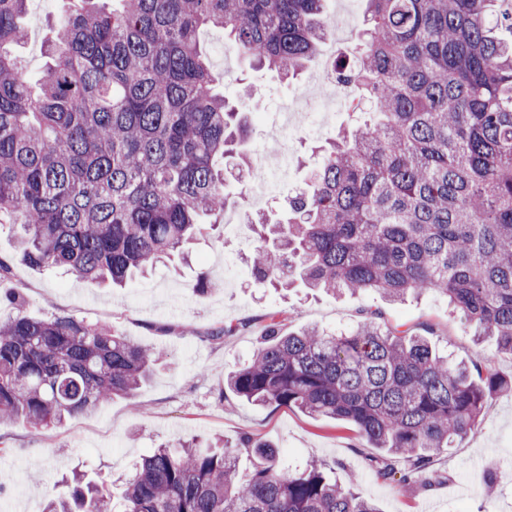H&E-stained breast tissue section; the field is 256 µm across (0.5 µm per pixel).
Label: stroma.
I'll list each match as a JSON object with an SVG mask.
<instances>
[{"instance_id":"obj_1","label":"stroma","mask_w":512,"mask_h":512,"mask_svg":"<svg viewBox=\"0 0 512 512\" xmlns=\"http://www.w3.org/2000/svg\"><path fill=\"white\" fill-rule=\"evenodd\" d=\"M62 10L61 0H30L24 18L28 33L18 55L32 76L42 72L44 37L59 23ZM199 40L214 73L224 79L226 99L248 114L253 157L278 160L267 172V205L275 207L309 178L321 158L320 146L347 127V112L337 110L322 126L285 125L286 110L313 91L316 63L283 82L225 48L223 29H203ZM253 238L240 212L228 210L223 224L195 241L190 262L175 258L157 264L146 276L113 290L70 273L15 262L11 275L0 280V295L19 292L21 305L1 303L0 320L20 308L33 316L109 325L160 351L163 365L134 398H114L64 427L35 430L19 420L0 423V486L5 489L0 512H42L74 470L110 475L117 496L133 465L162 443L179 437L234 443L245 433L279 449L284 463L300 465L315 458L330 464L333 477L353 479L380 512H512V390L492 397L476 433L434 458L431 469L438 483L420 482L404 490L367 469L376 450L353 424L223 395L227 375L251 358L270 317H277L286 333L305 327L330 333L355 327L365 309L382 310L388 327L427 336L468 366L512 380V354L488 338L475 342L471 324L440 295H410L392 303L377 291L339 296L295 285L286 291L249 287L244 257ZM202 272L211 282L204 294L195 289ZM230 324L234 333L214 339V332ZM35 459L43 467L34 475L29 466ZM487 469L497 478L491 494L481 482Z\"/></svg>"}]
</instances>
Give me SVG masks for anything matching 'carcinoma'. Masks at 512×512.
Returning <instances> with one entry per match:
<instances>
[{
    "label": "carcinoma",
    "instance_id": "obj_1",
    "mask_svg": "<svg viewBox=\"0 0 512 512\" xmlns=\"http://www.w3.org/2000/svg\"><path fill=\"white\" fill-rule=\"evenodd\" d=\"M51 62L33 86L11 48L29 0H0V224L19 225V259L121 286L223 223L229 181L264 170L243 150L246 113L214 88L200 48L209 25L239 53L296 77L329 29L325 0H67ZM353 59L335 64L376 114L323 150L308 189L250 217L255 288L377 290L390 301L448 298L512 353V0H366ZM162 355L110 326L17 309L0 321V420L62 427L131 399ZM226 386L264 407L353 424L399 486L477 431L512 382L391 330L366 312L339 335L284 334L278 322ZM253 469L239 477L241 453ZM110 480L73 479L45 512H379L326 464L285 468L249 436L202 451L173 441L139 461L121 508Z\"/></svg>",
    "mask_w": 512,
    "mask_h": 512
}]
</instances>
